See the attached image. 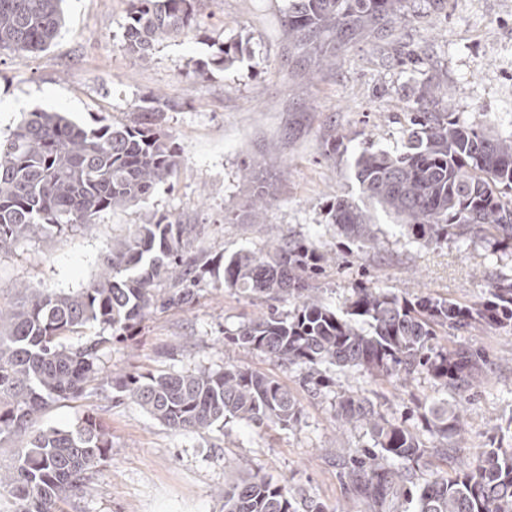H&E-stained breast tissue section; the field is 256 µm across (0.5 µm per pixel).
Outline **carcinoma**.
<instances>
[{"instance_id":"obj_1","label":"carcinoma","mask_w":512,"mask_h":512,"mask_svg":"<svg viewBox=\"0 0 512 512\" xmlns=\"http://www.w3.org/2000/svg\"><path fill=\"white\" fill-rule=\"evenodd\" d=\"M408 0H288L282 31L288 45L342 49L349 31L383 18L406 16ZM208 0H130L124 49L146 59L154 43L187 36ZM63 0H0V52L35 53L48 48L64 25ZM241 44L220 48L217 67L233 65ZM429 88L412 106L407 151L391 154L370 145L356 158L362 192L394 218L402 233L424 245L478 239L492 251L512 250V135L492 136L465 126L447 112H429ZM130 124L104 117L79 124L61 112L32 111L0 139V249L38 232L62 233L91 226L101 213L146 200L170 180L179 151L164 129L168 101L151 94ZM272 185L258 187L253 214L274 198ZM337 230L361 246L380 245L379 225L369 211L345 200L330 209ZM193 225L166 216L137 224L112 239L102 272L78 294L26 286L20 305L0 309V442L25 437L0 489L14 500L10 512H61L60 503L86 487L89 472L112 450V435L93 416L68 429L38 428L47 408L73 399L98 378L101 337L73 345L82 328L99 324L126 333L157 311L192 304L208 262L187 256ZM332 261L316 243L286 237L261 255L239 251L224 258L219 287L271 299L267 309L234 330L228 343L258 351L280 365L309 369L322 385L319 367L357 369L372 379L406 381L420 375L445 390L471 389L485 358L462 343L441 345L443 328L498 324L512 307V281L499 279L477 307L443 298L400 297L375 286L352 289L337 309L308 287L311 269ZM292 301L284 310L275 302ZM129 399L178 432H207L238 421L257 427H292L301 409L276 378L236 365L221 371L148 373L113 384ZM334 421L359 427L367 445L354 450L344 477L355 493L379 505L391 488L427 466L428 458L462 434L459 404L443 399L423 414L427 431L442 443L428 446L407 421H393L356 393L338 396ZM224 512H298L287 484L261 470L224 481ZM413 512H512V445L485 449L453 475L431 473L407 491Z\"/></svg>"}]
</instances>
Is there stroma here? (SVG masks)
Listing matches in <instances>:
<instances>
[{"instance_id": "35a3bbf8", "label": "stroma", "mask_w": 512, "mask_h": 512, "mask_svg": "<svg viewBox=\"0 0 512 512\" xmlns=\"http://www.w3.org/2000/svg\"><path fill=\"white\" fill-rule=\"evenodd\" d=\"M284 6L285 0H209L189 37L159 41L143 60L123 48L128 0H66V26L47 50L0 54V139L35 109L68 112L88 124L101 116L125 124L144 98L159 93L171 104L165 128L180 149L175 176L146 201L102 213L96 225L40 232L1 250L0 305L15 304L22 284L82 291L98 276L113 239L161 215L195 225L193 250L208 258L260 254L284 236L323 246L336 260L309 285L335 308L360 284L475 306L499 278L512 276V255L480 241H408L354 176L362 140L405 151L407 104L433 86L447 93L431 111L494 135L512 134V0H412L405 20L357 32L329 66L311 48H289L278 26ZM234 39L247 44V53L198 76L197 63ZM244 167L246 181L239 175ZM266 183L276 194L256 224L248 203ZM339 199L372 213L381 228L378 249L338 235L329 211ZM262 306L209 281L192 305L152 315L127 340L104 345L99 380L80 398L52 405L40 421L67 429L91 415L112 432L110 456L64 512H224L225 479L257 468L286 483L297 503L372 512L340 478L350 450L366 438L333 424L337 394L358 392L387 418L415 419L443 389L424 376L406 384L374 381L337 367L325 374L328 387L314 389L306 367L278 366L225 344V329ZM442 341L469 344L486 358L478 386L459 398L463 435L433 460L432 469L451 473L512 437V324L452 329ZM230 364L288 385L302 406L300 423L284 429L231 422L220 431L179 433L134 402L112 400L118 376Z\"/></svg>"}]
</instances>
